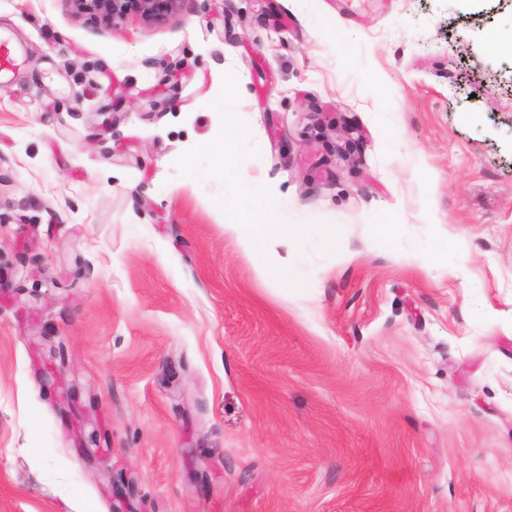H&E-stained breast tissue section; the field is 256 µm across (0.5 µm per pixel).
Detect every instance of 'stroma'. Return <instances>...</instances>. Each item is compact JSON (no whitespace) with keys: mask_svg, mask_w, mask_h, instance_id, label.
<instances>
[{"mask_svg":"<svg viewBox=\"0 0 512 512\" xmlns=\"http://www.w3.org/2000/svg\"><path fill=\"white\" fill-rule=\"evenodd\" d=\"M0 32V512H512V0ZM238 185L306 288L226 231ZM237 204L244 211V224H226L235 234L239 246L247 253L260 256L272 246L288 247L298 241L305 229L296 224L287 207L273 209L262 196L242 188L238 191Z\"/></svg>","mask_w":512,"mask_h":512,"instance_id":"35a3bbf8","label":"stroma"}]
</instances>
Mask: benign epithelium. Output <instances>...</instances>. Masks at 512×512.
<instances>
[{"label":"benign epithelium","instance_id":"1","mask_svg":"<svg viewBox=\"0 0 512 512\" xmlns=\"http://www.w3.org/2000/svg\"><path fill=\"white\" fill-rule=\"evenodd\" d=\"M75 15H93L106 27L134 12L148 23H159L181 9L184 0H63Z\"/></svg>","mask_w":512,"mask_h":512}]
</instances>
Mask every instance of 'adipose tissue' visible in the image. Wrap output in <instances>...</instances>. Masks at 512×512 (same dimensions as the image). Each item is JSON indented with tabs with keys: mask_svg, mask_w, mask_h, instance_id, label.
I'll use <instances>...</instances> for the list:
<instances>
[{
	"mask_svg": "<svg viewBox=\"0 0 512 512\" xmlns=\"http://www.w3.org/2000/svg\"><path fill=\"white\" fill-rule=\"evenodd\" d=\"M237 204L244 211L245 221L230 224L229 229L235 234L239 246L248 253L258 256L274 246L290 247L305 233L287 208H271L263 197L248 189L239 190Z\"/></svg>",
	"mask_w": 512,
	"mask_h": 512,
	"instance_id": "adipose-tissue-1",
	"label": "adipose tissue"
}]
</instances>
